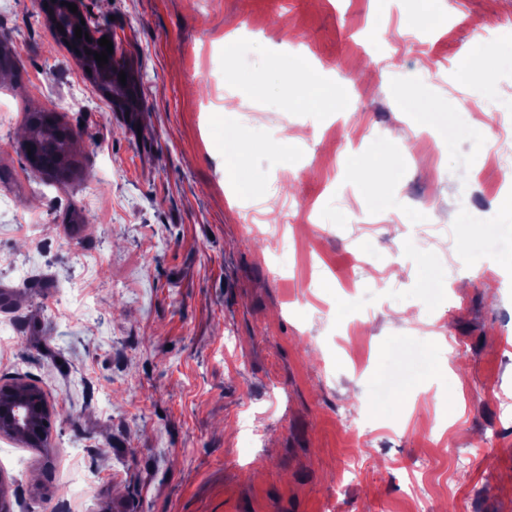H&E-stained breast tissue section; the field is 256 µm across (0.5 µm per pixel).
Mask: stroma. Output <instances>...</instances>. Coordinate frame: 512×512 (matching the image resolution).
<instances>
[{
    "label": "stroma",
    "instance_id": "obj_1",
    "mask_svg": "<svg viewBox=\"0 0 512 512\" xmlns=\"http://www.w3.org/2000/svg\"><path fill=\"white\" fill-rule=\"evenodd\" d=\"M85 3L138 113L0 0V386L54 409L48 447L0 434L12 512H414L432 485L428 512H512V182L485 165L512 0ZM47 109L76 177L24 157ZM434 113L458 130L438 159L413 134ZM230 126L263 149L229 156ZM301 203L307 255L254 236L295 235ZM103 95L112 105V111L115 112H139V80L130 73V79L126 77V85H122L119 80V74H116V88L112 89L113 95L108 94L104 89L100 88Z\"/></svg>",
    "mask_w": 512,
    "mask_h": 512
}]
</instances>
